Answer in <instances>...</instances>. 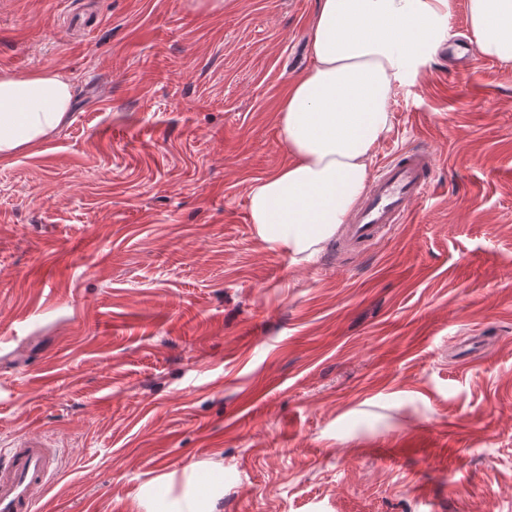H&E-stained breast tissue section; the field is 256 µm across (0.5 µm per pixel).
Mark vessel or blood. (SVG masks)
<instances>
[{"mask_svg": "<svg viewBox=\"0 0 512 512\" xmlns=\"http://www.w3.org/2000/svg\"><path fill=\"white\" fill-rule=\"evenodd\" d=\"M435 154L427 147L405 150L386 161L371 182L339 241L342 252L358 255L403 223L433 181ZM55 449L36 439L8 449L0 460V512H33L35 495L48 489L57 468Z\"/></svg>", "mask_w": 512, "mask_h": 512, "instance_id": "1", "label": "vessel or blood"}]
</instances>
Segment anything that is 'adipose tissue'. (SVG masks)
Masks as SVG:
<instances>
[{"mask_svg":"<svg viewBox=\"0 0 512 512\" xmlns=\"http://www.w3.org/2000/svg\"><path fill=\"white\" fill-rule=\"evenodd\" d=\"M453 0H319L309 29L312 65L277 114L291 163L253 182L258 238L292 260L319 253L362 196L374 153L392 126L393 90L413 84L449 37ZM481 55L512 64V0H467ZM73 85L51 68L0 72V162L51 137L68 120ZM217 485L184 490L146 512H215Z\"/></svg>","mask_w":512,"mask_h":512,"instance_id":"adipose-tissue-1","label":"adipose tissue"}]
</instances>
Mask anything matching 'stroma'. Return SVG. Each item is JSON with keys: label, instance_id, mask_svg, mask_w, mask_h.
<instances>
[{"label": "stroma", "instance_id": "stroma-1", "mask_svg": "<svg viewBox=\"0 0 512 512\" xmlns=\"http://www.w3.org/2000/svg\"><path fill=\"white\" fill-rule=\"evenodd\" d=\"M317 0H0V70L70 79L0 163V448L38 512H145L224 467L217 512H512V65L433 57L373 161L434 150L403 224L295 263L250 221ZM55 448L36 439L8 448L0 460V512H33L35 494L47 490L57 468Z\"/></svg>", "mask_w": 512, "mask_h": 512}]
</instances>
